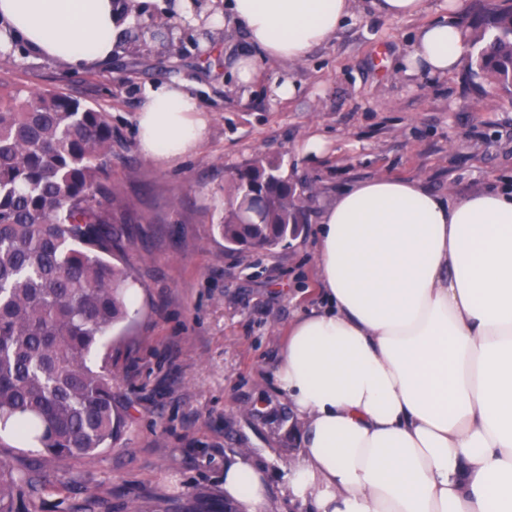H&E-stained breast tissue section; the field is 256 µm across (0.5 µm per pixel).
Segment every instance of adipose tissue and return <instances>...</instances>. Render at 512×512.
<instances>
[{
	"mask_svg": "<svg viewBox=\"0 0 512 512\" xmlns=\"http://www.w3.org/2000/svg\"><path fill=\"white\" fill-rule=\"evenodd\" d=\"M353 0H231L253 84L266 61H302ZM119 0H0V45L22 41L69 67L112 56ZM468 44L451 20L421 27L400 69L444 76ZM141 151L178 159L207 121L177 84L138 113ZM318 309L297 316L278 384L302 419L289 492L315 512H512V190L454 199L421 179L379 175L342 190L322 217ZM224 493L266 512L264 471L224 467Z\"/></svg>",
	"mask_w": 512,
	"mask_h": 512,
	"instance_id": "1",
	"label": "adipose tissue"
}]
</instances>
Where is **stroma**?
<instances>
[{"instance_id": "obj_1", "label": "stroma", "mask_w": 512, "mask_h": 512, "mask_svg": "<svg viewBox=\"0 0 512 512\" xmlns=\"http://www.w3.org/2000/svg\"><path fill=\"white\" fill-rule=\"evenodd\" d=\"M180 0H141L130 28L167 21L187 42L169 55L159 40L119 41L108 63L73 69L0 51V89L61 92L108 113L110 180L131 217L125 257L137 300L103 341L112 354L124 417L111 447L56 470L39 449L0 438V458L36 464L43 480L24 512H224V467L248 456L267 472V512H313L287 493L302 429L276 379L294 319L321 302L316 241L337 193L380 174L422 179L462 196L512 187V100L494 96L469 64L445 76L398 68L419 27L449 16L467 30L498 0H427L416 17L388 19L369 0L336 35L287 67L264 65L252 85L226 63L246 46L240 24L210 26L171 14ZM292 80L290 99L276 83ZM183 84L207 118L194 152L161 164L139 148L147 93ZM317 149H310V142ZM257 155L316 193L297 237L271 251L230 252L215 226L230 174Z\"/></svg>"}]
</instances>
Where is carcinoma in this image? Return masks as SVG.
<instances>
[{"mask_svg": "<svg viewBox=\"0 0 512 512\" xmlns=\"http://www.w3.org/2000/svg\"><path fill=\"white\" fill-rule=\"evenodd\" d=\"M473 75L512 97V5L487 7L470 27ZM107 114L61 93L0 90V431L59 467L112 447L122 415L112 357L89 364L129 317L126 218L107 183ZM312 188L274 158L232 172L225 247L271 251L305 223ZM30 472L0 459V512H17Z\"/></svg>", "mask_w": 512, "mask_h": 512, "instance_id": "cac0c4a2", "label": "carcinoma"}]
</instances>
